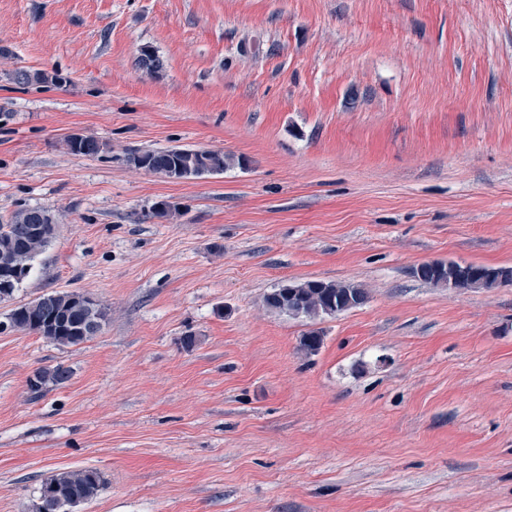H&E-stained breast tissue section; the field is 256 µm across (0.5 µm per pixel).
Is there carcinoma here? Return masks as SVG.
<instances>
[{"mask_svg":"<svg viewBox=\"0 0 512 512\" xmlns=\"http://www.w3.org/2000/svg\"><path fill=\"white\" fill-rule=\"evenodd\" d=\"M138 69L154 77L163 67L160 58L147 49L142 50ZM12 82L26 88L45 85L43 71L25 66L12 70ZM66 150L74 155L98 156L106 151V144L94 136H83V146L77 148L71 139L64 140ZM142 169L164 176L176 165L194 169L207 164L216 173H222L234 162L233 157L220 151L193 148L149 150L142 153ZM55 223L54 215L41 207L21 206L0 224V268L5 267L16 279L6 292L13 293L29 276L32 261L41 254L55 237V233L41 230L45 224ZM472 273L470 287L490 290L504 285L497 280L498 268L468 265ZM353 301L360 306L367 300L364 289L352 283L307 280L284 284L264 296L263 302L271 311L295 318L319 319L338 314V309ZM96 315L103 321L105 308L80 291L49 292L36 300L15 308L9 315V327L15 331L35 333L51 344L61 347L76 346L93 338L82 331L83 324ZM71 377L69 368L57 365L36 371L29 380L37 394L47 384L62 385ZM103 488L101 474L92 468L66 470L47 479L40 487L34 512H69V509L95 498Z\"/></svg>","mask_w":512,"mask_h":512,"instance_id":"obj_1","label":"carcinoma"}]
</instances>
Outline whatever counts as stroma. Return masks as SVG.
<instances>
[{"label":"stroma","mask_w":512,"mask_h":512,"mask_svg":"<svg viewBox=\"0 0 512 512\" xmlns=\"http://www.w3.org/2000/svg\"><path fill=\"white\" fill-rule=\"evenodd\" d=\"M1 106L0 219L57 234L0 322L70 290L107 320L70 347L0 331V512L85 467L105 486L75 512H512V285L414 275L512 266V0H0ZM75 131L109 151L67 153ZM173 147L238 163L130 162ZM306 280L369 298L264 307ZM142 155L141 168L148 173L165 177L168 170L176 165L185 169H195L203 165L209 166L215 173H223L234 162L232 156L220 151L193 148H171L164 150H149ZM202 158L207 161L203 162ZM471 271L472 277L469 280L470 286L469 288L473 289H485L490 290L492 288H498L502 285H507L504 281L497 280V272L498 270L511 267H492L485 265H475V264H467L462 265V267L450 265L448 262V274L447 272L439 273L436 271L424 272L420 279L432 284L434 286H448V279L450 281V285L452 287H456L457 285L465 282L467 271L466 268ZM367 297L363 288L352 283L307 280L281 285L266 294L263 302L271 311L315 320L356 308L365 303ZM350 299L354 306L340 310ZM71 377L69 368L57 365L53 368H42L36 371L34 378L29 379L30 388L33 393L38 394L43 386L47 384L62 385Z\"/></svg>","instance_id":"stroma-1"}]
</instances>
